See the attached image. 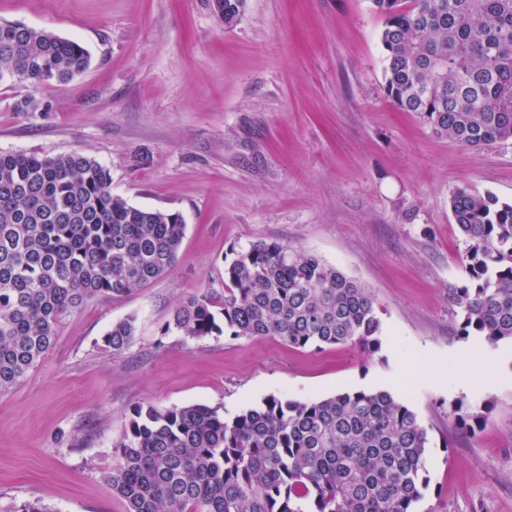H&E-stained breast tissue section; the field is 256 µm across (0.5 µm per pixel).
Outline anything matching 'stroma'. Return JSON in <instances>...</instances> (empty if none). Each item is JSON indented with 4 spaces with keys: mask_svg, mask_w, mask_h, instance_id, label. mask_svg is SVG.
Listing matches in <instances>:
<instances>
[{
    "mask_svg": "<svg viewBox=\"0 0 512 512\" xmlns=\"http://www.w3.org/2000/svg\"><path fill=\"white\" fill-rule=\"evenodd\" d=\"M0 22L76 41L91 65L36 91L0 82V151L88 153L112 192L180 214L174 267L63 317L47 356L0 394V512H127L107 476L138 404L193 403L225 417L275 395L316 401L390 391L428 431L415 512H512V344L460 333L448 288L466 244L459 188L512 203V140L480 149L434 135L384 90L382 21L370 0H0ZM30 97L36 111L19 112ZM304 250L377 300L382 349H295L271 337L164 333L180 302L224 285V257L257 240ZM131 318L133 343L104 336ZM484 349L492 382L465 387ZM483 408L476 432L455 403Z\"/></svg>",
    "mask_w": 512,
    "mask_h": 512,
    "instance_id": "1",
    "label": "stroma"
}]
</instances>
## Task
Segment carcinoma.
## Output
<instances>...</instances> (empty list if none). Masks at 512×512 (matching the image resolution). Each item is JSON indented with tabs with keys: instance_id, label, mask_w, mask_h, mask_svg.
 Wrapping results in <instances>:
<instances>
[{
	"instance_id": "cac0c4a2",
	"label": "carcinoma",
	"mask_w": 512,
	"mask_h": 512,
	"mask_svg": "<svg viewBox=\"0 0 512 512\" xmlns=\"http://www.w3.org/2000/svg\"><path fill=\"white\" fill-rule=\"evenodd\" d=\"M382 18L385 91L434 134L479 148L512 140V0H371ZM90 56L47 29L0 23V80L67 82ZM468 284L449 289L462 333L512 341V203L449 199ZM180 215L112 194L81 152L0 151V393L50 350L61 318L146 287L175 264ZM376 299L317 256L257 241L224 265V288L177 305L163 334L268 336L290 347L381 350ZM134 320L112 325L121 351ZM428 432L388 390L316 402L268 396L227 419L204 404L132 409L108 481L128 512H415Z\"/></svg>"
}]
</instances>
